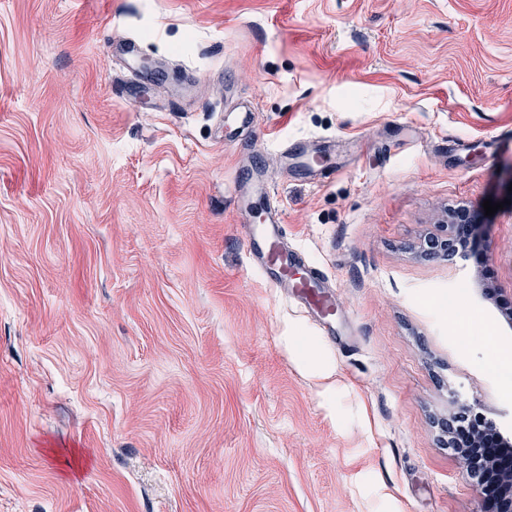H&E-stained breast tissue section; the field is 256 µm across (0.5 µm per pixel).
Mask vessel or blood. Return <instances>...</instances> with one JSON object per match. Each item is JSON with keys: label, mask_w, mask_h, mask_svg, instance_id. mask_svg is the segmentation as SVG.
Returning <instances> with one entry per match:
<instances>
[{"label": "vessel or blood", "mask_w": 512, "mask_h": 512, "mask_svg": "<svg viewBox=\"0 0 512 512\" xmlns=\"http://www.w3.org/2000/svg\"><path fill=\"white\" fill-rule=\"evenodd\" d=\"M128 65L134 69L137 79L152 80L153 72L139 67L140 47L137 40L124 37L120 40ZM325 151L311 147L302 141L288 142L279 152L281 167H288L305 179L324 177ZM252 186L263 197L273 191L272 177L265 167L256 168L250 178ZM250 247L248 262L265 281L277 291L290 296L298 303L314 307L320 315L316 322L322 335H333L335 327L331 321L336 313L335 298L331 284L318 269L305 266L301 253L289 247L286 241L285 222L280 205L270 202L263 211L259 223L250 225Z\"/></svg>", "instance_id": "obj_1"}]
</instances>
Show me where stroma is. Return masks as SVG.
<instances>
[{
    "label": "stroma",
    "instance_id": "1",
    "mask_svg": "<svg viewBox=\"0 0 512 512\" xmlns=\"http://www.w3.org/2000/svg\"><path fill=\"white\" fill-rule=\"evenodd\" d=\"M253 162L341 342L247 263ZM511 194L512 0H0V512H481L438 422L512 443ZM120 46L122 47L123 54L127 58V62L129 67L134 71L136 79L135 80H143L149 81L154 79V72L152 70L145 71L141 70L139 67V58H140V44L137 40L131 37H121L118 39ZM280 167L288 169L289 167L305 179L313 180L311 183L318 185L320 180L317 178L327 177L324 161L331 155L325 151L317 150L311 147V143L302 141L288 142L279 151ZM291 161V164H289ZM452 215V216H451ZM451 216V217H450ZM460 217L463 218L462 209L460 210H452L448 213L446 220L443 221V224H437L436 232L430 233L422 243L421 253H425L428 251L427 244L431 245L433 243L442 246V255L443 257H448V260L453 259L457 256L458 252V242L459 238L457 236L458 223L460 222Z\"/></svg>",
    "mask_w": 512,
    "mask_h": 512
}]
</instances>
